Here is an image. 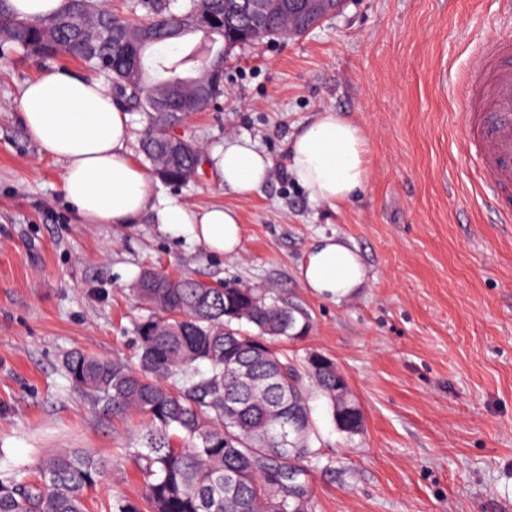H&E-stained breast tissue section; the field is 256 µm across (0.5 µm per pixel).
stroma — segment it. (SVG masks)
<instances>
[{
    "label": "stroma",
    "instance_id": "obj_1",
    "mask_svg": "<svg viewBox=\"0 0 512 512\" xmlns=\"http://www.w3.org/2000/svg\"><path fill=\"white\" fill-rule=\"evenodd\" d=\"M512 37V0H348L301 37L271 36L224 60V91L176 134L204 153L245 137L273 167L241 197L209 167L156 194L221 203L243 226L240 256L210 253L158 224H83L62 192L61 163L40 154L20 120L27 80L63 60L0 63V479L62 449L106 461L91 512L139 498L120 458L142 420L115 415L71 385L63 360L81 349L132 359L141 310L132 290L149 268L258 288L308 323L279 342L346 377L364 423L337 430L310 391L322 457L314 512H512V225L496 223L454 133L461 77L485 42ZM362 126L370 177L346 205L312 201L288 170L287 146L316 112ZM356 248L367 285L331 299L298 268L321 235Z\"/></svg>",
    "mask_w": 512,
    "mask_h": 512
}]
</instances>
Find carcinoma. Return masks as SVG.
I'll return each instance as SVG.
<instances>
[{
    "label": "carcinoma",
    "mask_w": 512,
    "mask_h": 512,
    "mask_svg": "<svg viewBox=\"0 0 512 512\" xmlns=\"http://www.w3.org/2000/svg\"><path fill=\"white\" fill-rule=\"evenodd\" d=\"M239 2L210 0V17L227 25L202 24L197 42L173 55H156L153 46L178 42L191 31L185 20L198 0L177 6L172 0H139L144 13L132 19L105 11L93 39L83 26V0H66L44 20L20 19L8 0H0V58L62 56L104 76L129 109L147 115L141 152L155 175L180 185L197 173L203 150L192 142L177 154L163 152L178 110H155L146 89L192 83L188 75L199 71L203 52L215 82L210 100L198 108H208L222 93L224 44L246 32L245 18L228 20L230 6ZM131 30L152 43L135 49L126 40ZM134 294L147 311L133 327L135 364L81 350L64 360L75 388L114 413L143 417L133 442L121 449L142 476V496L116 497L110 512H292L289 504L300 498L312 512L308 483L321 449L315 447L319 431L303 377L330 399L340 431H360L363 415L336 401L347 382L329 358L308 354L303 374L276 348L282 339L301 338L308 325L298 324L293 309L267 302L258 289L151 269L141 274ZM253 338L264 345L249 352L245 344ZM105 468L89 451H58L37 464L34 479L19 473L0 480V512H88L86 493Z\"/></svg>",
    "instance_id": "carcinoma-1"
}]
</instances>
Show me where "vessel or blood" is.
Wrapping results in <instances>:
<instances>
[{
	"label": "vessel or blood",
	"mask_w": 512,
	"mask_h": 512,
	"mask_svg": "<svg viewBox=\"0 0 512 512\" xmlns=\"http://www.w3.org/2000/svg\"><path fill=\"white\" fill-rule=\"evenodd\" d=\"M459 137L502 223H512V39L489 43L468 71Z\"/></svg>",
	"instance_id": "obj_1"
}]
</instances>
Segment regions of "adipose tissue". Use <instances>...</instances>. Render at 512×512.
Returning a JSON list of instances; mask_svg holds the SVG:
<instances>
[{"label": "adipose tissue", "mask_w": 512, "mask_h": 512, "mask_svg": "<svg viewBox=\"0 0 512 512\" xmlns=\"http://www.w3.org/2000/svg\"><path fill=\"white\" fill-rule=\"evenodd\" d=\"M18 109L41 153L62 163L64 197L82 223L127 226L148 218L186 231L211 253H240L243 228L235 209L156 196L149 172L128 150L129 117L107 85L63 70L43 73L25 84ZM287 152L290 173L311 200L337 207L368 181L366 133L334 109L317 112L293 136ZM209 165L226 188L248 197L264 187L272 161L242 139L214 151ZM299 276L317 295L342 298L364 286L365 267L343 240L322 235L309 247Z\"/></svg>", "instance_id": "adipose-tissue-1"}]
</instances>
